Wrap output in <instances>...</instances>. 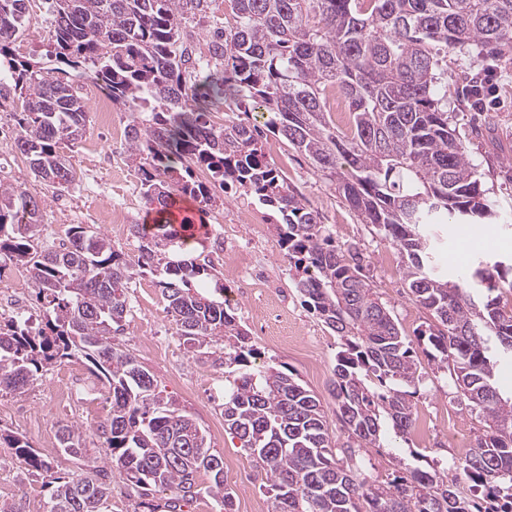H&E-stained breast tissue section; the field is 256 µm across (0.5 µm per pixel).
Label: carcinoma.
Returning a JSON list of instances; mask_svg holds the SVG:
<instances>
[{"instance_id": "obj_1", "label": "carcinoma", "mask_w": 512, "mask_h": 512, "mask_svg": "<svg viewBox=\"0 0 512 512\" xmlns=\"http://www.w3.org/2000/svg\"><path fill=\"white\" fill-rule=\"evenodd\" d=\"M27 2L0 0V100L19 93L13 140L35 179L56 190L79 179L59 151L87 118L73 87L52 76L66 66L84 69L113 106L133 112L127 159L150 209L178 198L213 209L224 204L217 187L254 194L273 212L294 287L338 337L331 395L348 441L336 445L320 400L292 373L252 361L257 348L229 304L201 292L212 261L188 256L169 225H132L142 240L134 258L80 225L67 247L44 249V197L1 181L0 255L30 272L45 324L34 332L26 319L0 322V390L23 393L50 366L85 357L111 394L104 434L112 467L142 497L169 493V512L197 497L204 473L209 493L232 512L224 457L117 342L135 276L150 270L187 352L239 365L224 394V430L264 469L273 512H487L435 469L385 484L362 477L356 449L381 447L389 427L410 433V392L392 383L416 384L418 366L357 254L336 247L318 211L266 160L267 131L309 158L361 222L405 255L403 280L432 319L420 340L484 423L452 468L482 499L500 502L495 512H512V397L501 395L486 355L493 336L512 357V307L491 296L512 262L479 261L466 280L450 281L436 271L424 233L430 224L495 217L452 125L440 54H512V0H229L231 14L209 30L206 61L189 24L213 0H51L45 63L11 53ZM331 90L352 117L348 137L328 121ZM249 102L267 113L264 125L210 120L213 107ZM0 439L26 466L50 470L25 442L2 432ZM60 444L80 453L82 428H63ZM109 497L101 471L72 473L56 478L46 512H108Z\"/></svg>"}]
</instances>
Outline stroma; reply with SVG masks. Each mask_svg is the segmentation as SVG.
I'll return each instance as SVG.
<instances>
[{
	"instance_id": "1",
	"label": "stroma",
	"mask_w": 512,
	"mask_h": 512,
	"mask_svg": "<svg viewBox=\"0 0 512 512\" xmlns=\"http://www.w3.org/2000/svg\"><path fill=\"white\" fill-rule=\"evenodd\" d=\"M51 23L48 0H40L38 9L28 15L26 30L12 45L17 58L45 59ZM489 67L495 69L496 75L483 104L495 113L496 123L494 128L485 129L475 127L476 107L473 101L462 99L459 90L467 79L483 76ZM448 109L455 116L466 155L498 210L497 220L487 226L486 239L465 240L459 224L441 229L436 263L449 278L461 279L467 269L449 262L451 253L462 252L470 261L512 255V164L501 161L502 156H512V55L489 59L449 53ZM16 119L11 102L0 105V180L38 192L41 184L13 144ZM263 146L268 150V160L283 172L288 184L318 209L322 224L337 244L357 253L364 275L390 308L402 334L407 341L417 342L427 316L404 285L403 259L395 244L373 225L361 223L334 186L285 141L272 135ZM64 153L80 179L49 198L41 217L43 245L58 248V236L68 235L72 227L82 225L108 233L116 251L137 254L139 239L127 230L109 234L103 220L104 212L115 202L125 203L128 223L150 224L157 220L156 214L146 208L137 171L126 161L125 142L113 141L110 128L102 126L91 114L82 138L65 147ZM248 216L263 224V234H256L251 225L245 224ZM203 220L208 232L199 241L203 250L210 252L217 279L224 285L223 290H211V297L222 300L227 290L237 294L233 308L238 322L261 352L260 363L289 370L314 392L334 439L345 443L347 432L330 394L338 339L302 303L266 209L257 197L240 191L224 206L204 214ZM228 224L235 227V244L254 252L261 264L251 285L228 279L223 256L214 249L216 237ZM131 294L133 309L119 336L123 349L136 357L154 376L159 388L205 429L212 448L223 455L224 481L233 491V512H271L264 471L224 430V390L236 375V366H215L186 353L152 273L137 276ZM264 320L274 323L272 335L261 334L259 324ZM420 362L421 380L410 400L415 413L426 414L428 434L422 437L413 431L405 438L391 435L383 447L360 449L358 458L368 481L388 482L407 467L452 466L470 448L482 427L476 412L460 397L443 369L425 355ZM66 365L75 371L78 381L76 394L64 413L54 409L55 375L51 372L25 393H0V428L18 436L51 466L47 472L31 470L17 459L7 442H0V502L20 503L23 512H44L53 478L105 464L108 408L100 398L105 385L92 374L84 358L69 359ZM66 424L80 425L85 431V447L80 455L66 454L60 446L59 430ZM107 481L111 488L110 512H167V493H154L144 501L118 472H109Z\"/></svg>"
}]
</instances>
